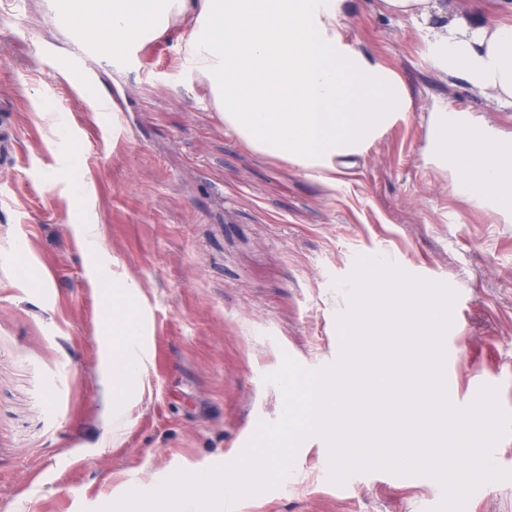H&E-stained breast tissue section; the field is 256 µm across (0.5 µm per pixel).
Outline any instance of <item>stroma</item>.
<instances>
[{"instance_id":"obj_1","label":"stroma","mask_w":512,"mask_h":512,"mask_svg":"<svg viewBox=\"0 0 512 512\" xmlns=\"http://www.w3.org/2000/svg\"><path fill=\"white\" fill-rule=\"evenodd\" d=\"M51 0H0V512H103L160 475L238 459L283 412L264 382L284 357L334 368L338 318L361 257L452 285L444 336L448 399L476 377L512 414V221L460 194L429 161L430 117L469 111L503 133L463 78L435 69L406 16L350 0L345 41L392 72L408 107L335 182L243 142L192 70L174 23L140 60L87 57L94 88L59 83L77 53ZM125 95L110 114L96 99ZM97 224L99 236L84 227ZM128 290L143 367L112 395L113 287ZM507 479L464 512H512V429L492 449ZM442 485L386 470L330 480V453L305 438L289 474L237 512H433Z\"/></svg>"}]
</instances>
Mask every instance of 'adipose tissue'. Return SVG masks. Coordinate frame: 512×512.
<instances>
[{
  "mask_svg": "<svg viewBox=\"0 0 512 512\" xmlns=\"http://www.w3.org/2000/svg\"><path fill=\"white\" fill-rule=\"evenodd\" d=\"M347 0H69L70 28L111 51L161 35L171 19L187 31L194 72L224 123L254 150L334 182L338 158L361 152L407 106L390 76L341 34ZM410 16L434 68L462 75L512 110V25L470 22L441 0H384ZM477 126L479 139L463 130ZM429 160L454 170L458 189L512 221V138L465 111L437 109ZM112 392L122 397L141 368L136 323L113 316Z\"/></svg>",
  "mask_w": 512,
  "mask_h": 512,
  "instance_id": "ef3b65f1",
  "label": "adipose tissue"
}]
</instances>
